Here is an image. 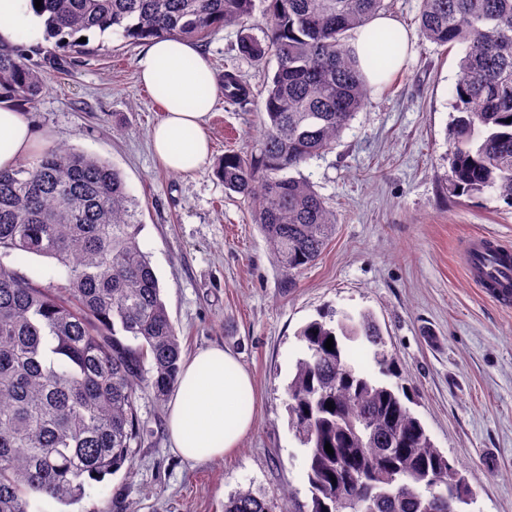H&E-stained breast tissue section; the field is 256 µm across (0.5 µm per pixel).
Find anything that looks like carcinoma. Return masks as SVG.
<instances>
[{
	"label": "carcinoma",
	"instance_id": "carcinoma-1",
	"mask_svg": "<svg viewBox=\"0 0 512 512\" xmlns=\"http://www.w3.org/2000/svg\"><path fill=\"white\" fill-rule=\"evenodd\" d=\"M255 0H41L47 49L0 43V102L26 107L48 89L49 70L86 52L87 32L202 42L240 28L238 52L272 58L261 90L254 152H226L215 165L224 189L254 206L255 223L283 278L315 262L336 230V214L304 178L287 175L331 150L368 103L369 85L352 55L351 32L387 8L385 0H264L265 30L246 32ZM422 35L463 55L448 136L450 192L493 189L512 204V0H421ZM370 46L388 70V46ZM251 89L224 74V98ZM139 204L109 161L54 145L0 169V512H40L73 503L86 479L131 464L141 439L139 392L164 398L178 380L181 345L148 255ZM56 261L62 280L44 285L19 262ZM304 356L287 388L289 421L304 449L311 501L306 512H461L472 492L457 464L433 444L404 402L398 360L371 314L327 311L298 333ZM333 338V350L325 348ZM362 341L375 371L355 366ZM334 405L328 409L327 403ZM330 444L334 454L325 451ZM224 512H272L240 491Z\"/></svg>",
	"mask_w": 512,
	"mask_h": 512
}]
</instances>
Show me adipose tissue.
Returning <instances> with one entry per match:
<instances>
[{
	"label": "adipose tissue",
	"instance_id": "ef3b65f1",
	"mask_svg": "<svg viewBox=\"0 0 512 512\" xmlns=\"http://www.w3.org/2000/svg\"><path fill=\"white\" fill-rule=\"evenodd\" d=\"M44 32L34 0H0V41L13 43L22 36L39 42ZM387 35L395 36V60L403 62L409 33L397 19L380 14L352 34L350 43L368 84L387 78L367 59L369 43ZM137 66L142 83L163 110L151 131L155 155L170 171H197L210 154L205 119L216 99L208 61L192 43L164 38L151 41ZM38 146L24 114L0 104V169L32 157ZM256 419L252 378L236 354L209 347L183 363L168 415V431L182 458L199 462L223 456L238 448Z\"/></svg>",
	"mask_w": 512,
	"mask_h": 512
}]
</instances>
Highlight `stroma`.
<instances>
[{
    "mask_svg": "<svg viewBox=\"0 0 512 512\" xmlns=\"http://www.w3.org/2000/svg\"><path fill=\"white\" fill-rule=\"evenodd\" d=\"M420 0L387 9L411 36L403 68L371 88L332 152L300 168L336 212L321 257L281 285L252 207L229 195L213 171L225 151L257 141L260 90L275 61L252 62L237 31L202 49L214 76L231 71L250 85L243 104L218 99L206 122L212 159L190 173L165 169L151 148L161 106L140 83V46L91 35L94 52L52 73L49 91L25 108L41 145L82 150L123 173L142 210L139 240L162 288L183 357L209 346L237 354L254 384L257 421L239 448L184 461L167 432L168 401L142 394L144 435L132 470L87 480L71 505L41 512H224L242 490L273 512L310 501L304 452L288 422L285 388L304 352L297 333L319 312L376 318L404 371L408 406L436 448L454 459L473 493L470 512H512V306L476 288L466 271L472 238L512 248V205L494 190L448 191L446 133L461 47H440L419 29Z\"/></svg>",
    "mask_w": 512,
    "mask_h": 512,
    "instance_id": "1",
    "label": "stroma"
}]
</instances>
